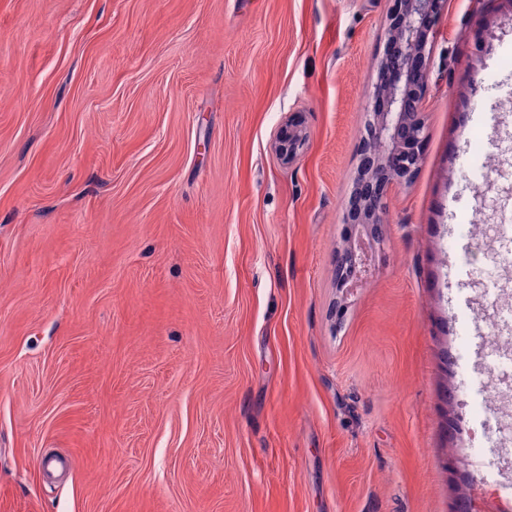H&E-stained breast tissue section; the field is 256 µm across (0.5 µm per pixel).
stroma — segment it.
Instances as JSON below:
<instances>
[{"label":"stroma","instance_id":"stroma-1","mask_svg":"<svg viewBox=\"0 0 512 512\" xmlns=\"http://www.w3.org/2000/svg\"><path fill=\"white\" fill-rule=\"evenodd\" d=\"M389 0H0V512H451L512 280V7L447 0L418 173L336 286ZM299 117L292 163L275 150ZM492 168L466 173L472 134ZM484 222L461 236L472 209Z\"/></svg>","mask_w":512,"mask_h":512}]
</instances>
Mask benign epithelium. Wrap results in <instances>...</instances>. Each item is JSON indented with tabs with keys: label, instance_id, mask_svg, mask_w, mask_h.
<instances>
[{
	"label": "benign epithelium",
	"instance_id": "benign-epithelium-1",
	"mask_svg": "<svg viewBox=\"0 0 512 512\" xmlns=\"http://www.w3.org/2000/svg\"><path fill=\"white\" fill-rule=\"evenodd\" d=\"M442 8L443 0H393L383 76L373 91L375 122L360 143L359 165L367 178L349 198V212L358 219L340 251L338 288H356L371 272L364 236H372L371 228L384 223L389 187L410 180L422 162L426 132L419 97L426 89V74L421 62L432 49ZM306 141L302 125L286 124L277 139L280 158L292 162Z\"/></svg>",
	"mask_w": 512,
	"mask_h": 512
}]
</instances>
